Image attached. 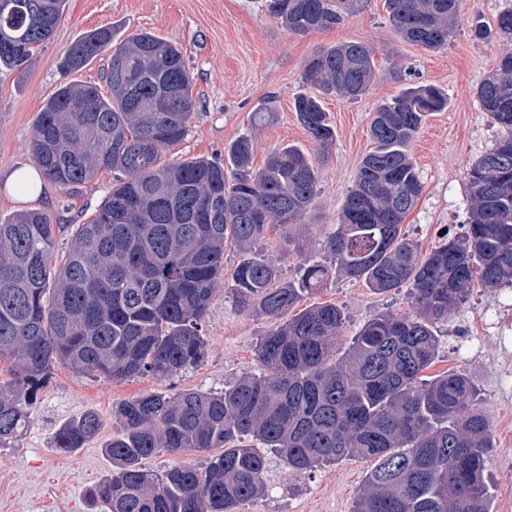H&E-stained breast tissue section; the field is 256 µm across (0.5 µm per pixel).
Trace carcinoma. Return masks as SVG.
I'll list each match as a JSON object with an SVG mask.
<instances>
[{"label": "carcinoma", "instance_id": "1", "mask_svg": "<svg viewBox=\"0 0 512 512\" xmlns=\"http://www.w3.org/2000/svg\"><path fill=\"white\" fill-rule=\"evenodd\" d=\"M353 0H267L291 33L341 24ZM67 0H0V67L21 69L53 35ZM405 42L428 51L448 44L458 0H385ZM512 39V9L479 39ZM112 50L104 85L69 81L46 101L31 149L41 175L71 194L102 173L112 190L56 252L61 225L30 210L0 221V448L28 429L38 392L60 366L127 381L165 377L201 363L203 325L224 277V248L240 253L231 277L236 308L269 319L255 356L260 369L219 393L148 392L115 405L118 430L102 447L110 469L85 491L87 512H239L269 491V451L307 473L344 459L371 462L352 512H491L487 462L492 429L469 375L430 379L440 339L433 327L468 300L474 285H512V52L476 97L500 129L469 173L466 233L425 256L402 233L423 186L408 152L422 123L448 107L433 84H410L379 105L375 147L362 160L327 258L306 256L285 280L260 251L272 227L288 229L311 210L316 167L303 149L274 150L252 168L251 141L224 150V163L162 161L181 142L196 107L184 52L141 32L115 42L112 28L87 31L60 63L83 70ZM375 77L371 47L347 42L318 54L303 82L297 116L320 148L333 142L320 95L354 98ZM377 294L410 286L413 314H379L347 345L346 317L334 303L289 312L337 277ZM102 418L87 411L61 425L53 447L70 453L96 437ZM203 455L155 473L159 451Z\"/></svg>", "mask_w": 512, "mask_h": 512}]
</instances>
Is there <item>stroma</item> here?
Segmentation results:
<instances>
[{
  "label": "stroma",
  "mask_w": 512,
  "mask_h": 512,
  "mask_svg": "<svg viewBox=\"0 0 512 512\" xmlns=\"http://www.w3.org/2000/svg\"><path fill=\"white\" fill-rule=\"evenodd\" d=\"M510 7L512 0H459V26L445 48L431 52L396 35L384 0H357L341 25L305 36L284 29L268 13L265 0H68L35 63L23 73L0 68V181L33 165V126L46 100L66 81L59 63L71 43L105 25L120 39L150 31L182 45L194 78L196 110L189 131L180 143L163 150V160L220 159L225 146L245 136L252 139L258 167L270 151L288 144L310 152L319 192L300 233L315 257L335 230L357 169L373 148L369 129L376 107L397 95L413 76L443 89L447 109L427 117L409 146L423 192L402 226L421 252H430L448 236L464 235L470 216V167L499 134L475 89L499 58L512 51V42L475 39L472 27L494 26ZM344 42L372 47L376 79L358 99L324 98L335 139L320 152L297 118L294 98L306 90V65L325 48ZM262 102L272 117L255 131L250 116ZM111 187L112 177L105 174L81 185L73 197L47 182L36 207L67 227L92 213ZM329 301L346 315L341 332L345 338L376 314L411 311L407 288L376 294L344 277L304 297L300 305ZM269 327L266 318L237 310L223 285L206 318V357L196 367L124 382L57 368L37 396L28 430L13 447L0 448V512H86V488L111 467L101 448L116 431L113 402L146 392L221 391L257 371L255 345ZM437 334L440 349L430 372L460 368L476 384L493 433L488 458L492 512H512V286L473 289L465 305L438 323ZM88 410L104 421L99 435L72 453L56 452L55 431ZM368 469L367 462L349 459L302 475L273 465L268 496L240 512H351Z\"/></svg>",
  "instance_id": "obj_1"
}]
</instances>
